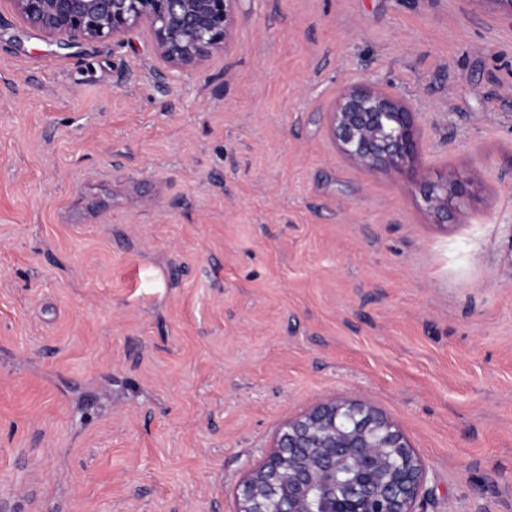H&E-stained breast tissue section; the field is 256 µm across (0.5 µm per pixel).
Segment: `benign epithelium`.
<instances>
[{
    "label": "benign epithelium",
    "instance_id": "obj_1",
    "mask_svg": "<svg viewBox=\"0 0 512 512\" xmlns=\"http://www.w3.org/2000/svg\"><path fill=\"white\" fill-rule=\"evenodd\" d=\"M26 26L62 46L120 38L144 27L158 57L193 67L233 44L236 0H8ZM338 150L369 170L404 171L418 159L416 113L396 92L371 84L345 89L329 112ZM436 217L458 185L426 184ZM425 469L403 433L371 404L320 402L291 420L244 480L239 512H418Z\"/></svg>",
    "mask_w": 512,
    "mask_h": 512
}]
</instances>
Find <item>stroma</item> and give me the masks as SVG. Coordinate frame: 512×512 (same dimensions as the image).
<instances>
[{"mask_svg": "<svg viewBox=\"0 0 512 512\" xmlns=\"http://www.w3.org/2000/svg\"><path fill=\"white\" fill-rule=\"evenodd\" d=\"M398 92L414 171L328 130ZM463 184L438 222L421 181ZM370 402L419 512H512V25L238 0L227 56L61 50L0 5V512H238L284 425Z\"/></svg>", "mask_w": 512, "mask_h": 512, "instance_id": "35a3bbf8", "label": "stroma"}]
</instances>
